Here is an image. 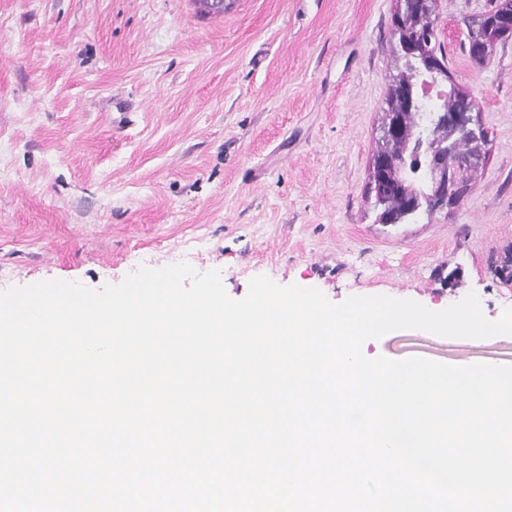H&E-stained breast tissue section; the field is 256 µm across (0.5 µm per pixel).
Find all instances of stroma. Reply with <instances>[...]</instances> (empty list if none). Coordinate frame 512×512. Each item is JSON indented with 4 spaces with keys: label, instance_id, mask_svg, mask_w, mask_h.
Returning <instances> with one entry per match:
<instances>
[{
    "label": "stroma",
    "instance_id": "obj_1",
    "mask_svg": "<svg viewBox=\"0 0 512 512\" xmlns=\"http://www.w3.org/2000/svg\"><path fill=\"white\" fill-rule=\"evenodd\" d=\"M488 0H438L451 82L480 104L483 167L455 208L375 221L369 168L396 74L395 0H0V290L98 289L139 267L220 270L424 306L512 307V37L461 49ZM133 122L112 123L121 105ZM367 354L512 365V339L397 330Z\"/></svg>",
    "mask_w": 512,
    "mask_h": 512
}]
</instances>
